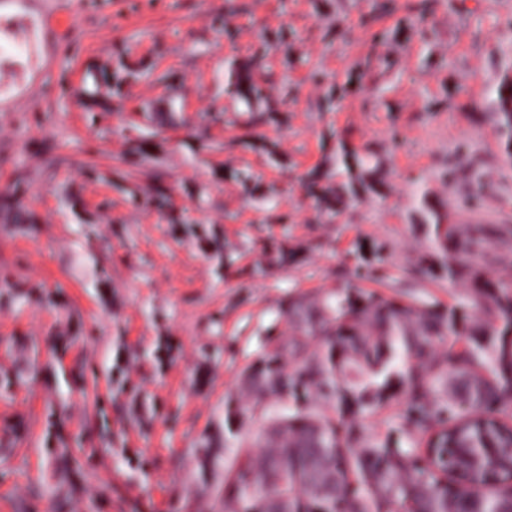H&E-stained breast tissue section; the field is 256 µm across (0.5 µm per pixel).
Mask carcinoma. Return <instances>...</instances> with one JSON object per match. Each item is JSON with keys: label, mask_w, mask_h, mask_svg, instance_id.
Here are the masks:
<instances>
[{"label": "carcinoma", "mask_w": 512, "mask_h": 512, "mask_svg": "<svg viewBox=\"0 0 512 512\" xmlns=\"http://www.w3.org/2000/svg\"><path fill=\"white\" fill-rule=\"evenodd\" d=\"M268 44L233 71L246 102L264 90L252 71ZM512 67L505 68L486 118L512 161ZM336 171H313L307 196L328 214L381 182L382 160L338 140ZM0 211L34 223L19 190L0 195ZM411 223L427 229L431 256L463 287L467 325L430 301L356 287L343 280L325 297L300 296L284 314L292 334L250 371L259 416L284 425L262 445L245 443L224 470L235 512H512V282L492 276L486 246L504 241V224H449L422 193ZM382 416L374 433L363 420Z\"/></svg>", "instance_id": "cac0c4a2"}]
</instances>
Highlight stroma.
<instances>
[{
	"label": "stroma",
	"mask_w": 512,
	"mask_h": 512,
	"mask_svg": "<svg viewBox=\"0 0 512 512\" xmlns=\"http://www.w3.org/2000/svg\"><path fill=\"white\" fill-rule=\"evenodd\" d=\"M43 2L60 52L30 47L0 80V193L37 217L0 219V512H226L201 458L263 427L226 407L251 406L240 380L290 335L289 298L375 268L386 294L452 309L441 268L406 277L430 248L420 193L449 223L512 226V162L483 118L512 0ZM264 33L287 46L247 103L232 69ZM120 59L140 76L119 103ZM340 139L378 151L383 177L331 216L304 176Z\"/></svg>",
	"instance_id": "stroma-1"
}]
</instances>
